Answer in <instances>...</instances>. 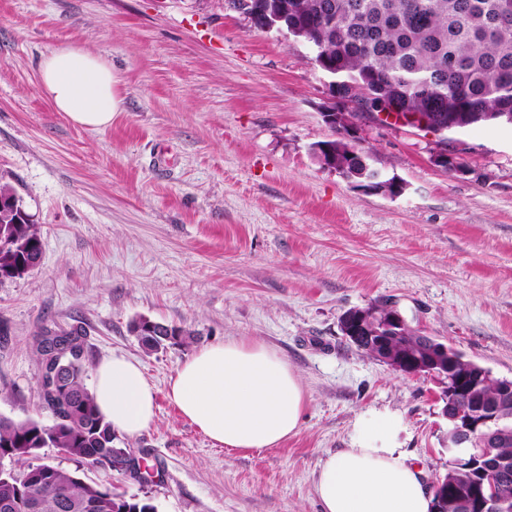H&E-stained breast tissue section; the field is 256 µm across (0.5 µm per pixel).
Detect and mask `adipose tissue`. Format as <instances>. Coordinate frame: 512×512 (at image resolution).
I'll use <instances>...</instances> for the list:
<instances>
[{
    "mask_svg": "<svg viewBox=\"0 0 512 512\" xmlns=\"http://www.w3.org/2000/svg\"><path fill=\"white\" fill-rule=\"evenodd\" d=\"M39 87L55 111L90 129L109 127L120 105L111 64L72 44L42 56ZM92 393L119 433L136 435L155 421L156 391L135 360L100 361ZM168 396L214 444L234 449L269 448L295 434L306 400L287 361L244 337L195 351L172 377ZM393 430L386 416L360 419L353 447L327 455L315 483L322 512H431L422 469L387 444Z\"/></svg>",
    "mask_w": 512,
    "mask_h": 512,
    "instance_id": "ef3b65f1",
    "label": "adipose tissue"
}]
</instances>
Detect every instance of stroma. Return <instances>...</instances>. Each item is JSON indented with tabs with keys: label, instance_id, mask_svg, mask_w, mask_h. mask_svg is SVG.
<instances>
[{
	"label": "stroma",
	"instance_id": "35a3bbf8",
	"mask_svg": "<svg viewBox=\"0 0 512 512\" xmlns=\"http://www.w3.org/2000/svg\"><path fill=\"white\" fill-rule=\"evenodd\" d=\"M76 43L107 58L121 100L109 127L71 122L38 90V62ZM327 79L308 50L224 0H0V180L39 228L38 267L0 281V414L50 423L36 381L39 327L86 331L87 368L137 360L156 420L124 447L153 480L89 468L157 512H321L327 454L360 418L387 414L426 484L448 469L445 385L404 375L342 334L349 310L396 309L497 378L512 379V127L438 135L358 122L363 147L405 184L367 194L310 153L333 132ZM194 331L145 350L139 317ZM231 337L278 351L306 403L270 448L214 444L168 397L195 351Z\"/></svg>",
	"mask_w": 512,
	"mask_h": 512
}]
</instances>
